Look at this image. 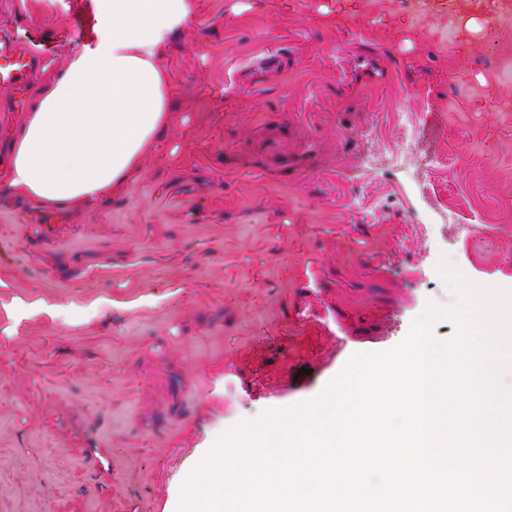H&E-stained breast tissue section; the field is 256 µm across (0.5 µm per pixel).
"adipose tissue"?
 I'll return each mask as SVG.
<instances>
[{
    "label": "adipose tissue",
    "mask_w": 512,
    "mask_h": 512,
    "mask_svg": "<svg viewBox=\"0 0 512 512\" xmlns=\"http://www.w3.org/2000/svg\"><path fill=\"white\" fill-rule=\"evenodd\" d=\"M97 39L74 50L11 144L0 187L41 211L109 198L166 124L171 33L193 0H95Z\"/></svg>",
    "instance_id": "ef3b65f1"
}]
</instances>
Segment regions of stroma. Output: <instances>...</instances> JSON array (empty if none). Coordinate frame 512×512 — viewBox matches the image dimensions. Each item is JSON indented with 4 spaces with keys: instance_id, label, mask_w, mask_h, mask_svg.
<instances>
[{
    "instance_id": "obj_1",
    "label": "stroma",
    "mask_w": 512,
    "mask_h": 512,
    "mask_svg": "<svg viewBox=\"0 0 512 512\" xmlns=\"http://www.w3.org/2000/svg\"><path fill=\"white\" fill-rule=\"evenodd\" d=\"M358 2L194 0L141 172L52 214L0 191V512H170L224 430L455 303L413 229L435 200L496 225L434 236L512 288V76L493 71L512 25L493 0L469 35ZM16 4L59 43L32 103L94 37V2ZM412 125L415 171L391 160Z\"/></svg>"
}]
</instances>
